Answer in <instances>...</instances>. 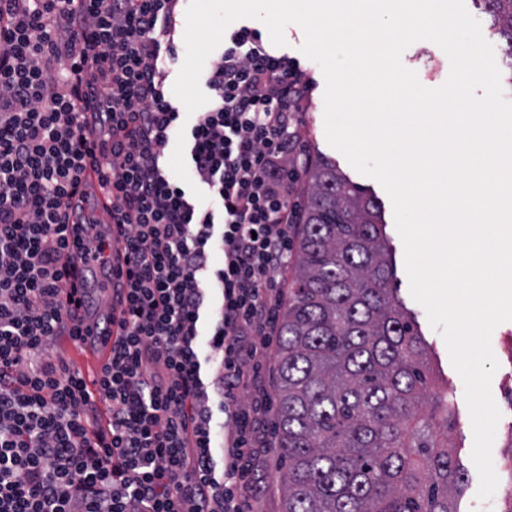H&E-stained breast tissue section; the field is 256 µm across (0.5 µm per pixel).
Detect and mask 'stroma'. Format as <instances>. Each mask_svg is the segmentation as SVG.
<instances>
[{
    "instance_id": "1",
    "label": "stroma",
    "mask_w": 512,
    "mask_h": 512,
    "mask_svg": "<svg viewBox=\"0 0 512 512\" xmlns=\"http://www.w3.org/2000/svg\"><path fill=\"white\" fill-rule=\"evenodd\" d=\"M286 46L282 51L300 64L309 79L311 88L304 112L301 114L302 125L297 151L301 157L315 160L323 156L336 163L353 182L377 198L382 206L387 233L392 241V261L399 295L404 305L415 313L419 327L430 343L434 364L442 381L456 393H463L464 384L453 368L447 347L441 335L429 324L424 308L410 295L409 281L404 265V248L400 236L393 224V207L384 188L375 180L359 174L326 141L324 132L325 81L318 64L304 57L300 47L304 34L297 25H288L285 29ZM406 67L415 70L422 85L428 88L441 86L450 72L449 59L444 51L429 41H418L410 45L402 57ZM491 347L500 367L493 376L491 389L493 397L502 413L498 424L492 457L495 465H502L503 458L511 450L506 446V436L512 430V321L500 324L491 337ZM450 438L456 444L457 457L466 471L469 482L464 494L459 499L460 512H501L507 498L504 488H497L491 500L480 502L476 499L479 476L471 459L473 432L466 404H459L458 416ZM282 462L277 452L262 454L252 472V482L248 493L252 497L254 512H283L284 504L279 489L278 477Z\"/></svg>"
}]
</instances>
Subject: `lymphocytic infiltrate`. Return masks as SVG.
<instances>
[{
  "label": "lymphocytic infiltrate",
  "instance_id": "1",
  "mask_svg": "<svg viewBox=\"0 0 512 512\" xmlns=\"http://www.w3.org/2000/svg\"><path fill=\"white\" fill-rule=\"evenodd\" d=\"M185 2L0 0V512H252L255 419L240 397L272 345L301 220L309 86L234 31L186 135L207 191L191 195L162 165ZM90 169L112 204L110 242L69 221ZM74 236L102 268L126 267L92 385L45 354L78 331Z\"/></svg>",
  "mask_w": 512,
  "mask_h": 512
}]
</instances>
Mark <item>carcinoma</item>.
<instances>
[{
  "label": "carcinoma",
  "mask_w": 512,
  "mask_h": 512,
  "mask_svg": "<svg viewBox=\"0 0 512 512\" xmlns=\"http://www.w3.org/2000/svg\"><path fill=\"white\" fill-rule=\"evenodd\" d=\"M477 2L512 57V0ZM306 176L279 323L283 512H458L456 393L399 297L381 205L330 161Z\"/></svg>",
  "instance_id": "1"
}]
</instances>
